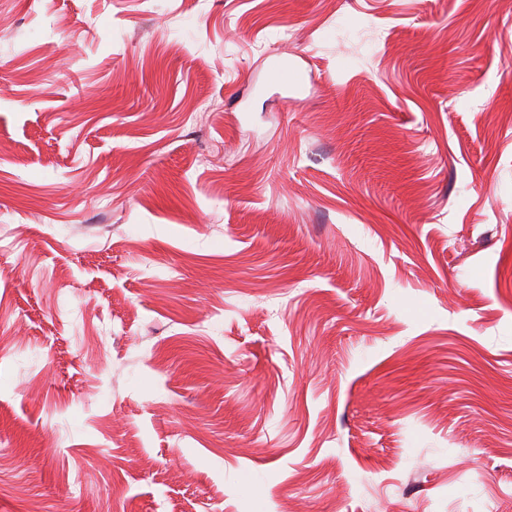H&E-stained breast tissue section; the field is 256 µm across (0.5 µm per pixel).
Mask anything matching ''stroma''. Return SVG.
<instances>
[{
    "label": "stroma",
    "mask_w": 512,
    "mask_h": 512,
    "mask_svg": "<svg viewBox=\"0 0 512 512\" xmlns=\"http://www.w3.org/2000/svg\"><path fill=\"white\" fill-rule=\"evenodd\" d=\"M0 512H512V0H0Z\"/></svg>",
    "instance_id": "1"
}]
</instances>
